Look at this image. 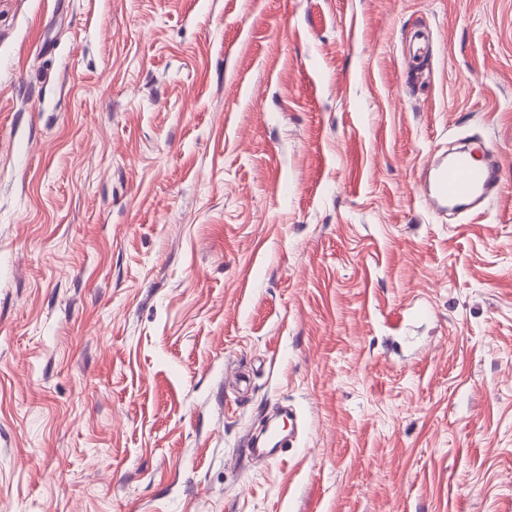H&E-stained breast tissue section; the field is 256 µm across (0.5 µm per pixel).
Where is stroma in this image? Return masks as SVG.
Returning a JSON list of instances; mask_svg holds the SVG:
<instances>
[{
    "label": "stroma",
    "mask_w": 512,
    "mask_h": 512,
    "mask_svg": "<svg viewBox=\"0 0 512 512\" xmlns=\"http://www.w3.org/2000/svg\"><path fill=\"white\" fill-rule=\"evenodd\" d=\"M0 512H512V0H0ZM486 160L473 163L466 155L458 154L432 161L421 172L425 195L431 206L443 211L472 213L481 210L487 200L498 194L499 166L486 146Z\"/></svg>",
    "instance_id": "35a3bbf8"
}]
</instances>
